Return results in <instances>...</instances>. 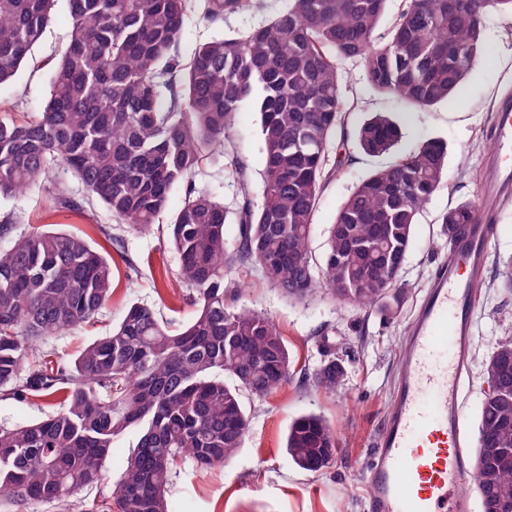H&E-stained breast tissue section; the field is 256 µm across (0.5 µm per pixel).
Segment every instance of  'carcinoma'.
<instances>
[{"label": "carcinoma", "mask_w": 512, "mask_h": 512, "mask_svg": "<svg viewBox=\"0 0 512 512\" xmlns=\"http://www.w3.org/2000/svg\"><path fill=\"white\" fill-rule=\"evenodd\" d=\"M57 0H0V85L12 79L52 20ZM70 41L39 115L0 120V195L29 188L63 167L120 223L145 228L184 188L170 224L180 276L192 290L193 320L168 330L160 312L134 303L112 332L70 362L49 358L50 330L64 332L103 313L112 269L80 235L33 231L11 237L0 224V397L60 394V408L25 425H0V504L13 512L44 504L54 512H170L168 482L184 458L221 465L249 427L243 397L262 399L288 376L290 357L273 319L228 298L225 278L255 268L293 300L322 291L363 307L404 301L400 282L418 215L439 188L447 147L428 140L363 179L342 203L320 259L310 250L314 214L332 168L348 148L349 112L339 65L363 63L368 83L414 107L448 101L472 68L480 23L512 0H405L387 42L376 31L387 0H288L267 23L177 50L185 17L208 23L254 0H67ZM253 103L260 115L264 180L260 205L239 181L242 202L229 211L196 186L205 164L239 162L226 134ZM396 124L375 117L356 141L367 155L389 151ZM336 144V158L330 145ZM476 205L442 217L452 238L473 222ZM503 395L482 401L478 444L506 452L475 474L482 509L512 502V337L484 363ZM346 371L331 360L314 373L330 391ZM136 443L112 495L85 510L76 494L104 481L115 438ZM288 454L303 470L330 467L334 426L304 414L288 426Z\"/></svg>", "instance_id": "carcinoma-1"}]
</instances>
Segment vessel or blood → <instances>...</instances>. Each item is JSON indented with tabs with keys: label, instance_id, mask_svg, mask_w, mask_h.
I'll use <instances>...</instances> for the list:
<instances>
[{
	"label": "vessel or blood",
	"instance_id": "obj_1",
	"mask_svg": "<svg viewBox=\"0 0 512 512\" xmlns=\"http://www.w3.org/2000/svg\"><path fill=\"white\" fill-rule=\"evenodd\" d=\"M495 135L472 223L452 241L410 325L395 396L367 482L371 512H468L471 478L461 393L474 341V285L489 257L490 224L512 202V97L494 109Z\"/></svg>",
	"mask_w": 512,
	"mask_h": 512
}]
</instances>
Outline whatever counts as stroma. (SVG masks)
I'll return each instance as SVG.
<instances>
[{
  "label": "stroma",
  "instance_id": "35a3bbf8",
  "mask_svg": "<svg viewBox=\"0 0 512 512\" xmlns=\"http://www.w3.org/2000/svg\"><path fill=\"white\" fill-rule=\"evenodd\" d=\"M287 5L288 0H261L259 8L225 14L223 21L214 24L189 16L179 53L186 58L201 42L260 26ZM70 34L67 2L58 0L40 42L18 74L0 85V106L7 107V119L37 116ZM482 44L483 57L455 98L426 110H408L397 97L374 90L360 62L342 65V95L354 107L349 126L381 114L399 125L402 138L390 152L377 156L352 150L351 161L326 182L313 218L312 254L322 255L338 208L362 179L422 142L441 139L448 145V170L418 219L401 274L409 294L398 308L387 312L335 302L320 294L291 300L256 270L232 273L239 304L274 319L288 348L291 376L265 399L247 401L249 429L241 448L224 465L202 468L188 460L173 467L168 499L174 512H369L366 472L394 396L407 329L438 267L448 262L449 242L440 233L441 217L459 204L477 202L493 108L501 98L512 96L511 13L492 10L484 16ZM231 139L247 168L252 192H259L262 138L253 104H245L238 112ZM183 197L182 190L172 191L165 211L145 229L120 223L100 203H87L81 183L61 168L24 192L0 197V224L12 223L15 234L33 229L79 234L112 267V297L103 317L50 338L46 351L75 359L83 346L111 331L137 301L159 309L175 326L192 320L195 306L190 290L168 244V226ZM511 260L512 204L498 215L487 269L476 290L474 345L463 391L465 428L473 443L478 440L484 398L483 363L496 342L512 336V288L499 277L500 267ZM334 358L343 361L348 375L341 390L331 392L318 387L311 374ZM306 413L325 416L336 431L335 461L318 473L296 466L285 448L289 423ZM134 443L131 432L114 440L104 463L103 484L80 491L79 500L89 505L111 495Z\"/></svg>",
  "mask_w": 512,
  "mask_h": 512
}]
</instances>
